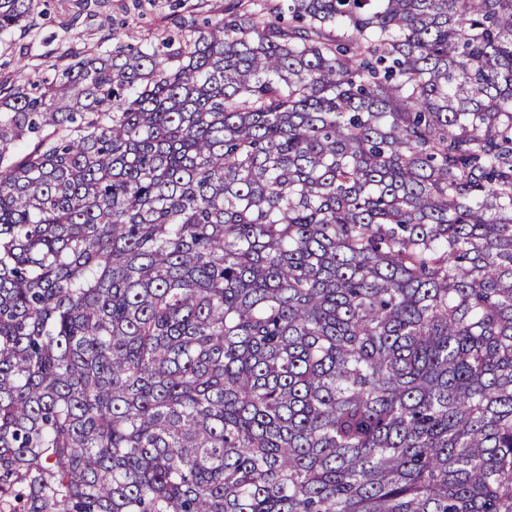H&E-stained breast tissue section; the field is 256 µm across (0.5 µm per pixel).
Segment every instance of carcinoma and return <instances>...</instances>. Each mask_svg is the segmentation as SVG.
Segmentation results:
<instances>
[{"label": "carcinoma", "instance_id": "cac0c4a2", "mask_svg": "<svg viewBox=\"0 0 512 512\" xmlns=\"http://www.w3.org/2000/svg\"><path fill=\"white\" fill-rule=\"evenodd\" d=\"M175 26L0 83V501L512 512V0Z\"/></svg>", "mask_w": 512, "mask_h": 512}]
</instances>
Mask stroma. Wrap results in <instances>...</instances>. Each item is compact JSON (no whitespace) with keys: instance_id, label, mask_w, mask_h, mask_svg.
I'll return each mask as SVG.
<instances>
[{"instance_id":"stroma-1","label":"stroma","mask_w":512,"mask_h":512,"mask_svg":"<svg viewBox=\"0 0 512 512\" xmlns=\"http://www.w3.org/2000/svg\"><path fill=\"white\" fill-rule=\"evenodd\" d=\"M226 0H47L46 13L38 17L29 32L15 31L0 36V80L17 76L19 63H26L27 74L48 71L64 53L109 50L103 42L104 30L115 29L121 41L144 47L156 43L172 29L175 17L201 19L218 10ZM75 20L77 39H68L64 27Z\"/></svg>"}]
</instances>
